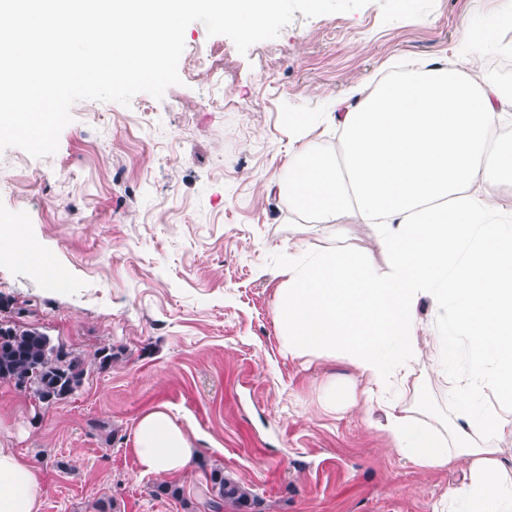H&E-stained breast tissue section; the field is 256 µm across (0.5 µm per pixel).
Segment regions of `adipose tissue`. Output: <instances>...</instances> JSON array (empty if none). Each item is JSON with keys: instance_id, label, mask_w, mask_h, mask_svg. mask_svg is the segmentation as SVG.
I'll return each mask as SVG.
<instances>
[{"instance_id": "adipose-tissue-1", "label": "adipose tissue", "mask_w": 512, "mask_h": 512, "mask_svg": "<svg viewBox=\"0 0 512 512\" xmlns=\"http://www.w3.org/2000/svg\"><path fill=\"white\" fill-rule=\"evenodd\" d=\"M486 51L467 28L454 63L356 84L357 103L343 112L293 115L288 158L265 184L315 224L355 212L377 225L390 256L380 270L348 251L290 245L274 306L289 355L342 357L366 393L382 395L412 373L423 300L469 337L468 373L449 396L494 401L477 415L460 410L453 439L413 430L405 410L386 411L385 428L410 460L464 463L468 478L449 493L448 512H512V467L500 449L470 443L512 438V211L499 204L512 191V90L477 75ZM322 126L336 128L335 145L315 137ZM134 452L142 473L175 477L195 447L160 406L138 420ZM42 495L40 471L0 445V512H39Z\"/></svg>"}]
</instances>
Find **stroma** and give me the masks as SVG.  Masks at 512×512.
<instances>
[{"label":"stroma","instance_id":"35a3bbf8","mask_svg":"<svg viewBox=\"0 0 512 512\" xmlns=\"http://www.w3.org/2000/svg\"><path fill=\"white\" fill-rule=\"evenodd\" d=\"M492 0H370L293 20L239 53L202 23L185 31L183 84L129 105L82 100L55 154L0 153V223L23 225L0 254V320L43 329L82 355L80 390L50 406L0 381V442L42 473L39 512H188L205 470L250 492L254 512H434L465 477L395 451L381 405L367 402L345 360L289 356L274 315L289 244L347 248L374 266L387 255L376 225L343 216L297 224L261 189L282 162L295 112L348 108L351 87L398 68L454 60L464 22ZM272 76H265V66ZM424 334L451 356L421 352L398 407L448 435L451 380L470 339L449 335L431 302ZM104 347L115 357L99 368ZM357 400L330 404L332 388ZM192 437L183 494L157 493L134 452L139 418L156 406Z\"/></svg>","mask_w":512,"mask_h":512}]
</instances>
